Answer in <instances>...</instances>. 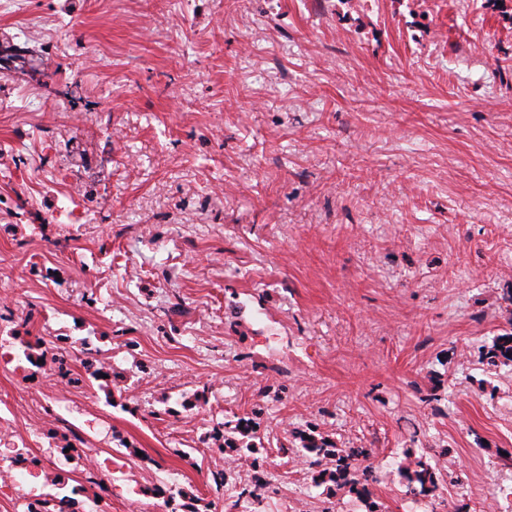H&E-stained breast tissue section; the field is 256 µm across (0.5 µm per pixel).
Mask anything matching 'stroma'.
<instances>
[{"mask_svg": "<svg viewBox=\"0 0 512 512\" xmlns=\"http://www.w3.org/2000/svg\"><path fill=\"white\" fill-rule=\"evenodd\" d=\"M4 38L0 348L66 377L0 369V413L72 445L57 491L224 512L208 435L260 404L262 512H365L295 467L312 420L385 512H512V0H0ZM405 478L408 482L409 493L413 495H425L432 491L436 484L435 474L421 460L415 464L414 469L405 467Z\"/></svg>", "mask_w": 512, "mask_h": 512, "instance_id": "1", "label": "stroma"}]
</instances>
